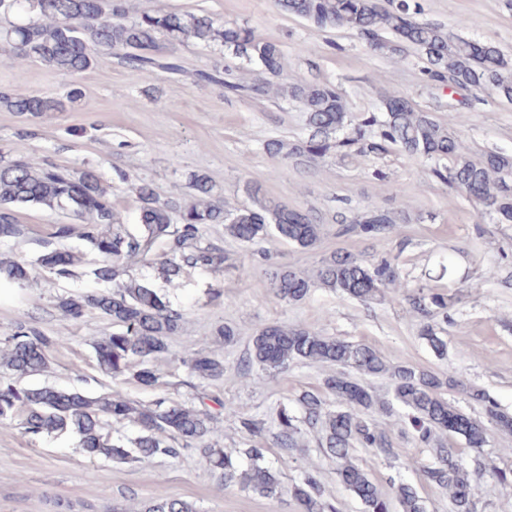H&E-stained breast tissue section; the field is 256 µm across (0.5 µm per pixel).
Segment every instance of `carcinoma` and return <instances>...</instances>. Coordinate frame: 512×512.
I'll return each mask as SVG.
<instances>
[{"label":"carcinoma","mask_w":512,"mask_h":512,"mask_svg":"<svg viewBox=\"0 0 512 512\" xmlns=\"http://www.w3.org/2000/svg\"><path fill=\"white\" fill-rule=\"evenodd\" d=\"M276 7L318 28H339L363 37L376 36L371 50L390 58H404L414 49L425 56L427 78L480 94L512 100V59L490 42L467 39L445 27L419 19L417 0H275ZM128 0H0V45L20 61L38 62L52 70L73 75L114 58L135 80L162 70L173 77L189 75L200 85L215 86L224 95L255 100L273 95L301 105L305 113L304 136L288 141H266L264 151L285 163L322 159L332 152L378 155L391 144L430 165L438 181L462 192L477 185L475 204L498 224H512V156L499 152L474 155L430 112L404 100L393 106L386 95L378 110L354 120L336 85L288 76L279 44L257 37L236 22H219L208 15L178 14L162 9L143 11L129 19ZM165 39L169 51L158 50ZM191 42L203 48L232 47L236 54L259 67L248 81L226 64L188 71L176 46ZM0 108L38 117L61 112L59 99L24 93H0ZM194 195L160 199L151 184L133 187L138 223L130 225L112 205V191L90 169L77 172L46 161L36 165L23 156H0V247L25 242L26 225L19 223L16 208L43 206L66 218L52 225L49 236L38 241L34 260L14 259L0 253V277L20 287L37 272L50 282H77L85 278L98 288L57 298L64 317L80 321L97 313L112 321V332L94 343L99 368L111 378L132 377L143 387L158 381L155 359L168 351L167 339L187 323L186 310L173 304L149 282L134 274L135 267L161 259L166 284L180 286L189 270L221 271L224 237L253 251L265 265L268 287L282 300L297 303L313 290L326 288L363 302L402 299L419 317L422 338L438 352L445 341L438 336L434 319L447 314L461 296L445 295L420 285H403L398 267L388 257L336 252L322 259L311 273L281 265L261 247L269 237L301 249L315 247L323 233L311 211L290 207L267 197L255 179L245 183L249 203L228 208L214 197L213 185L195 176ZM396 213L369 209L338 222L336 234L384 239L395 230ZM55 342L34 320H19L0 351V369L23 378L49 367ZM327 363L336 374L324 380L336 407L315 393L298 399L300 413L283 408L277 416L273 440L290 452L303 447L301 438L320 433L318 445L336 459L337 475L344 487L361 502L363 512H426L414 486L400 481L383 492L356 463L357 448H374L397 458L391 436L374 422V415L396 417L405 423L404 434L432 450V461L423 465L427 481L448 491L453 512H474V477L482 473L479 458L466 464L448 447V421L463 422L456 435L481 452L489 431L507 428L512 416L503 412L484 390L453 375H443L408 363H392L370 346L323 336L307 325L272 324L260 329L238 362V369H254L276 376L294 364ZM191 381H219L224 361L203 352L183 358ZM377 377L389 383L391 397L382 398L362 385L356 376ZM459 391L482 409L474 417L448 400ZM23 416L24 433L51 437L71 432L82 451L92 459L123 463L135 457H180L199 449L214 468L222 471L224 484L235 483L267 497L290 494L304 512H336L325 499L317 476L306 471L284 488L265 464L263 449L246 452L247 468L240 470L224 449L209 442L214 416L193 402L170 404L158 398L151 404L112 391L90 396L77 388L57 389L44 384L0 382V422ZM138 428V435L112 436V423ZM145 512H196L177 498L158 492Z\"/></svg>","instance_id":"1"}]
</instances>
